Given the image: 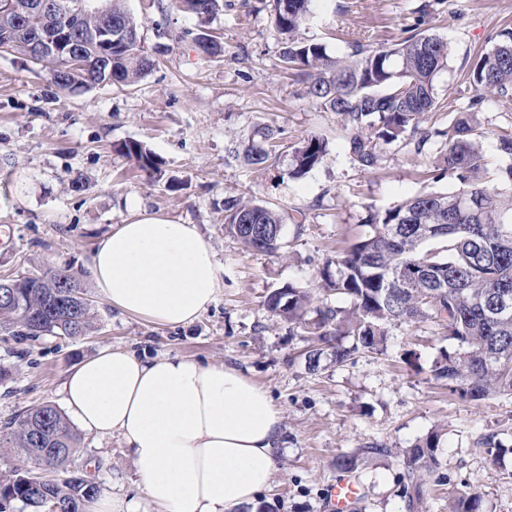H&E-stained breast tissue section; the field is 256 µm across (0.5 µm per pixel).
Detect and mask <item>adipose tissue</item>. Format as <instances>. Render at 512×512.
I'll use <instances>...</instances> for the list:
<instances>
[{
  "mask_svg": "<svg viewBox=\"0 0 512 512\" xmlns=\"http://www.w3.org/2000/svg\"><path fill=\"white\" fill-rule=\"evenodd\" d=\"M88 267L112 308L168 327L197 320L224 286L197 225L143 212L102 237ZM62 393L84 430L121 437L144 503L159 512H245L277 469L282 411L237 367L103 351L67 371ZM141 504L115 497L96 512Z\"/></svg>",
  "mask_w": 512,
  "mask_h": 512,
  "instance_id": "1",
  "label": "adipose tissue"
}]
</instances>
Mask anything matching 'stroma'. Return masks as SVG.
Listing matches in <instances>:
<instances>
[{
    "label": "stroma",
    "instance_id": "obj_1",
    "mask_svg": "<svg viewBox=\"0 0 512 512\" xmlns=\"http://www.w3.org/2000/svg\"><path fill=\"white\" fill-rule=\"evenodd\" d=\"M157 67L139 84L54 93L27 57L0 52V276L72 267L89 288L96 329L81 338L29 340L0 330V363L12 374L0 382V431L17 413L40 404L62 406L64 374L102 350L151 356L179 353L230 364L264 387L284 416L285 444L271 487L255 512H322L337 477V455L373 443L409 448L428 432L440 434L441 482L422 512H448L451 497L477 490L487 512H512V398L475 406L449 395L431 374L448 343L435 321L394 324L387 349L337 366L322 360L309 372L300 327L273 317L264 300L293 282L314 289L317 302L339 305L320 291V272L363 233L368 211L383 210L424 191L451 189L426 177L445 151L441 140L417 148L405 138L381 146L375 167L351 157L353 131L340 115L319 111L299 78L279 67L285 36L269 0H224L206 31L220 45L200 57L190 37L196 19L173 0H126ZM512 0H321L302 29L332 55L352 42L388 46L422 26L451 45L437 78L444 111L428 122L447 126L475 89L466 71L489 51ZM482 150L500 162L498 138L512 134V105L488 101L480 115ZM283 146L317 135L329 150L306 175L288 176L289 154L254 169L230 153L233 142L258 129ZM143 142L163 162L165 179L149 181L115 150ZM245 196L283 217L284 251H246L224 231V201ZM138 211L197 225L224 267L217 301L186 327H161L112 309L94 288L88 258L97 241ZM413 352L412 363L401 356ZM497 435L510 447L493 465L479 441ZM76 467L87 470L97 498L142 500L135 468L119 436L82 434ZM395 459L363 456L355 479L362 512H405Z\"/></svg>",
    "mask_w": 512,
    "mask_h": 512
}]
</instances>
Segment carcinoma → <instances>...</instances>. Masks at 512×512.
Instances as JSON below:
<instances>
[{
	"mask_svg": "<svg viewBox=\"0 0 512 512\" xmlns=\"http://www.w3.org/2000/svg\"><path fill=\"white\" fill-rule=\"evenodd\" d=\"M35 0H14L15 9L0 12V35L18 27ZM319 0H272L276 27L286 35L282 67L300 77L307 96L322 112H334L356 130L351 141L354 162L377 164V146L401 137L416 138L418 150L434 138L447 148L436 164L434 179L448 178L455 187L445 193L422 192L381 211H370L367 231L320 277L324 290L344 297L349 306H315L311 293L287 283L265 299L267 310L289 324H300L311 337L305 352L308 369L321 360L337 365L358 351L382 352L388 326L443 322L445 337L455 345L433 365L435 379L450 393L480 405L494 396H512V163L494 165L482 152L484 131L478 120L486 94L512 104V27L497 34L493 48L470 70L477 94L466 110L444 128L423 126L430 113L441 112L436 92L439 73L448 66L450 45L437 34L415 28L388 48L356 43L349 54L331 56L319 42L298 38L314 18ZM204 27L224 7V0H179ZM112 25L135 33L139 25L125 0H112ZM197 53L209 57L221 47L205 32L193 38ZM17 52L40 65L46 80L59 91L98 85L105 78L96 67L97 48L82 47L84 66L70 69L56 57L33 55L23 39L0 42V52ZM156 60L144 49L132 53L121 40L112 41L115 83L136 85ZM117 150L157 180L161 162L142 143L128 140ZM278 141L259 129L233 148L245 164L264 169L276 159ZM325 138L311 135L291 147L288 177H300L323 159ZM463 196L476 201L472 209L458 205ZM276 210L242 197L224 201V231L248 251L276 254L285 247L276 227ZM14 300L0 304V329L20 328L25 335L77 338L95 329L88 291L70 268H48L18 278ZM439 434L430 432L402 451L401 495L409 512H419L429 495L428 484L438 472ZM13 448L17 464L0 471V512H43L50 497L63 512H88L95 486L85 473L71 469L81 437L66 415L42 403L15 415L0 444ZM41 461L61 478L35 486L29 471ZM451 512H484L480 492L453 498Z\"/></svg>",
	"mask_w": 512,
	"mask_h": 512,
	"instance_id": "carcinoma-1",
	"label": "carcinoma"
}]
</instances>
